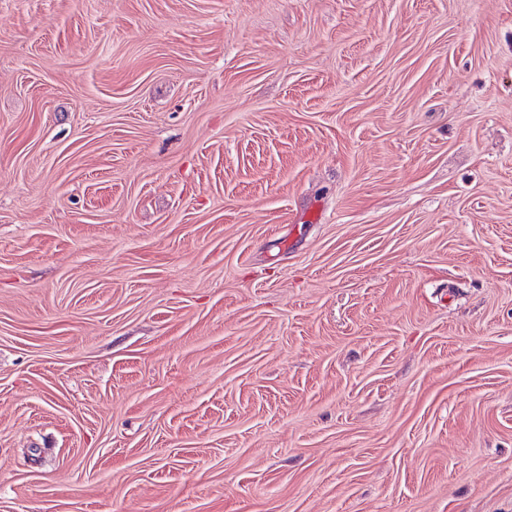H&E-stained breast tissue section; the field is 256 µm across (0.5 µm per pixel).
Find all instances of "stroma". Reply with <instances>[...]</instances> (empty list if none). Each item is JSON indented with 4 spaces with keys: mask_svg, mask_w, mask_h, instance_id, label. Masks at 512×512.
<instances>
[{
    "mask_svg": "<svg viewBox=\"0 0 512 512\" xmlns=\"http://www.w3.org/2000/svg\"><path fill=\"white\" fill-rule=\"evenodd\" d=\"M0 512H512V0H0Z\"/></svg>",
    "mask_w": 512,
    "mask_h": 512,
    "instance_id": "stroma-1",
    "label": "stroma"
}]
</instances>
